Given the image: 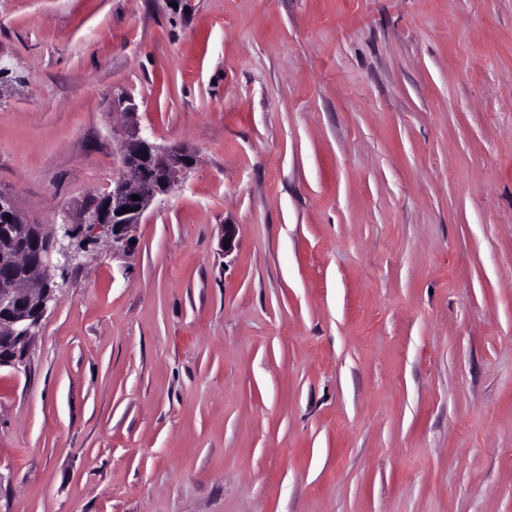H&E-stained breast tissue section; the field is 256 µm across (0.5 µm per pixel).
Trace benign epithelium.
<instances>
[{
  "mask_svg": "<svg viewBox=\"0 0 512 512\" xmlns=\"http://www.w3.org/2000/svg\"><path fill=\"white\" fill-rule=\"evenodd\" d=\"M112 110L127 119L117 143L120 170L112 188L94 196L83 208L79 221L64 220L50 232L30 223L18 209L14 197L0 191V238L25 225L45 242L34 257L23 247L0 248V266L23 269V275L0 282V366L17 365L20 352L28 349L51 303L57 300L55 272L78 265L87 256L82 241L95 244L105 239L125 252L135 249L132 225L141 223L149 206L171 194L193 168L195 157L180 146L158 144L143 134L138 105L127 94L112 97ZM140 200H133V196Z\"/></svg>",
  "mask_w": 512,
  "mask_h": 512,
  "instance_id": "benign-epithelium-1",
  "label": "benign epithelium"
}]
</instances>
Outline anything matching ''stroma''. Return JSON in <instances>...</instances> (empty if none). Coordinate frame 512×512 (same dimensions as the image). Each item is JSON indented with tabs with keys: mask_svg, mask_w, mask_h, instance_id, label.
<instances>
[{
	"mask_svg": "<svg viewBox=\"0 0 512 512\" xmlns=\"http://www.w3.org/2000/svg\"><path fill=\"white\" fill-rule=\"evenodd\" d=\"M123 91L197 165L0 368V512H512V0H0L30 221Z\"/></svg>",
	"mask_w": 512,
	"mask_h": 512,
	"instance_id": "1",
	"label": "stroma"
}]
</instances>
